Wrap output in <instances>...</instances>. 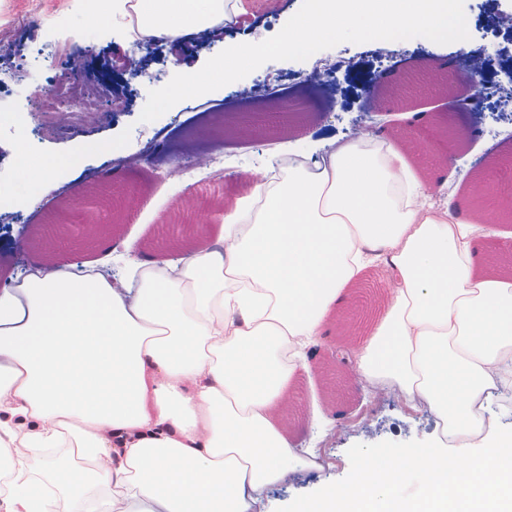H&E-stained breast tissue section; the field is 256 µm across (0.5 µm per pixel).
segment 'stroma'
<instances>
[{"instance_id": "stroma-1", "label": "stroma", "mask_w": 512, "mask_h": 512, "mask_svg": "<svg viewBox=\"0 0 512 512\" xmlns=\"http://www.w3.org/2000/svg\"><path fill=\"white\" fill-rule=\"evenodd\" d=\"M485 0H465L469 21L467 46L440 45L423 37L381 44L343 42L303 61H270L245 78L204 94L196 109L187 99L151 122L141 121L148 92L165 86L173 75L198 71L208 59L239 42H261L276 35L299 10L302 0H281L267 15L263 0H249L231 25H219L209 48L196 40L161 42L146 56L147 77L127 75L123 62L132 46L126 13L84 14L79 0L55 13L54 0H42V23H31L26 0H0V20L18 25L24 44L11 78L0 87V191L8 198L0 206V226H10L0 240V285L14 286L27 267L42 262L48 222L57 215L74 216L100 206L107 190L123 193L152 184L149 197L137 198L133 217L112 216L105 237L129 242L130 250L113 256V272H122L130 256L143 253L170 260L179 258V244L214 234L216 224H200L182 205L187 192L207 196L216 213L235 207L252 191L250 173L278 165L285 153L317 160V145L334 137L351 138L352 127L372 117L385 131L405 125L410 113L436 115L438 125L459 132L453 153L432 150L407 138L399 146L424 179L434 181L433 198L443 201L450 186L467 185L474 177L499 184L512 178V166L490 163L487 154L498 149L512 154V125L503 110L486 108L483 116L455 111L441 95L428 64L453 62L478 49L482 57H497L506 40L491 31L479 15ZM86 46L93 86L102 88L105 119L98 125L66 129L63 120L36 111L33 81L42 79L46 58H63L72 42ZM341 58L348 69L338 70L332 86L322 89L311 81L316 66ZM381 73L383 92L368 101L358 76ZM282 79L289 112L278 117L245 96L244 88L269 77ZM161 135L153 159L134 166L122 163L154 135ZM212 156L209 174L193 172L187 162L198 153ZM386 274L368 268L356 284L348 305L319 347L300 369L292 388L288 439L297 448L326 456L320 472L304 468L287 482L266 491L270 512H293L328 486L349 481L358 457L372 452L403 454L428 448L443 438L442 424L428 410L413 411L392 393L371 400L364 383L351 368L337 364V347L353 349L366 336L387 297Z\"/></svg>"}]
</instances>
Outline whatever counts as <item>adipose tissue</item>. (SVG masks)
<instances>
[{"instance_id": "ef3b65f1", "label": "adipose tissue", "mask_w": 512, "mask_h": 512, "mask_svg": "<svg viewBox=\"0 0 512 512\" xmlns=\"http://www.w3.org/2000/svg\"><path fill=\"white\" fill-rule=\"evenodd\" d=\"M140 34L211 30L240 0H136ZM435 206L398 144L330 139L315 166L256 174L216 240L130 260L109 276L38 264L0 291V459L51 448L46 476L17 472L0 512H57L88 485L103 512H264L302 460L276 419L307 349L381 262L391 297L350 362L410 409L477 444L438 443L352 465L302 512H512V431L483 414L512 380L505 243L464 206ZM71 456H63V449ZM419 497L401 504L404 485Z\"/></svg>"}]
</instances>
